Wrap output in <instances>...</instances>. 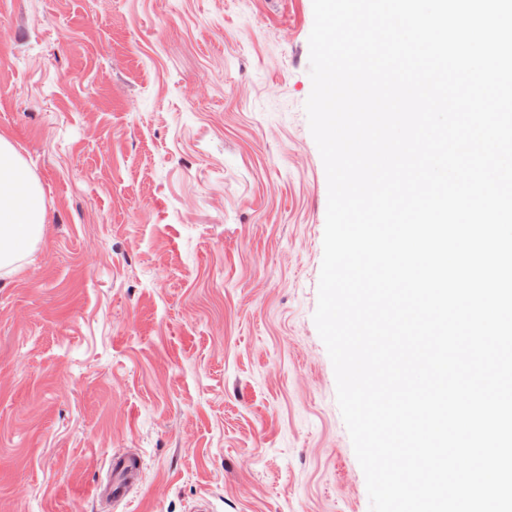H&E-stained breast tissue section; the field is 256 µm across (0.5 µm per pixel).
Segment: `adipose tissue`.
Returning a JSON list of instances; mask_svg holds the SVG:
<instances>
[{
  "label": "adipose tissue",
  "mask_w": 512,
  "mask_h": 512,
  "mask_svg": "<svg viewBox=\"0 0 512 512\" xmlns=\"http://www.w3.org/2000/svg\"><path fill=\"white\" fill-rule=\"evenodd\" d=\"M47 222L38 180L18 153L13 134L0 129V271H13L23 249L42 239Z\"/></svg>",
  "instance_id": "ef3b65f1"
}]
</instances>
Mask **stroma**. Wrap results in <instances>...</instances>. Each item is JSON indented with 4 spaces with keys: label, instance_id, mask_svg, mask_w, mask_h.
<instances>
[{
    "label": "stroma",
    "instance_id": "1",
    "mask_svg": "<svg viewBox=\"0 0 512 512\" xmlns=\"http://www.w3.org/2000/svg\"><path fill=\"white\" fill-rule=\"evenodd\" d=\"M312 0H0L49 222L0 272V512H369L313 315ZM140 468L141 458L138 454L113 455L110 461V474L106 480H101L98 484L99 497L112 505L123 502L129 496Z\"/></svg>",
    "mask_w": 512,
    "mask_h": 512
}]
</instances>
